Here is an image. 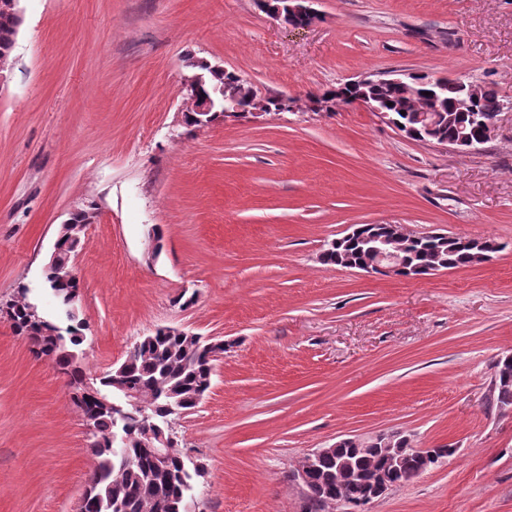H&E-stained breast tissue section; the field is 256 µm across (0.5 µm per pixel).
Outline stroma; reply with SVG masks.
I'll use <instances>...</instances> for the list:
<instances>
[{
	"instance_id": "stroma-1",
	"label": "stroma",
	"mask_w": 512,
	"mask_h": 512,
	"mask_svg": "<svg viewBox=\"0 0 512 512\" xmlns=\"http://www.w3.org/2000/svg\"><path fill=\"white\" fill-rule=\"evenodd\" d=\"M0 85V304L45 293L58 230L93 206L75 260L87 379L166 326L223 340L175 423L204 512H303L288 472L346 437L398 432L442 463L365 512H512V411L487 406L512 354V0H318L280 25L255 0H20ZM191 60L296 101L182 129ZM408 70L492 85V139L456 152L363 106L306 100ZM354 224L491 239L493 261L421 280L325 265ZM191 296L183 305L181 295ZM70 389L0 319V512H79L93 458Z\"/></svg>"
}]
</instances>
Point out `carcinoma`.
<instances>
[{
	"instance_id": "1",
	"label": "carcinoma",
	"mask_w": 512,
	"mask_h": 512,
	"mask_svg": "<svg viewBox=\"0 0 512 512\" xmlns=\"http://www.w3.org/2000/svg\"><path fill=\"white\" fill-rule=\"evenodd\" d=\"M20 22L11 14L0 10V55H11ZM423 78L432 80L428 88L435 91L437 104L445 116L438 124L437 132L443 137L456 134L458 128L467 123L457 117L448 124L446 112L464 94L461 84L446 77L425 74ZM222 85L226 95L241 94L248 87L240 83L237 74L226 76L218 73L209 78V86ZM425 89L414 90L411 85L394 84L382 86L373 91L386 105V111L403 125L412 124L413 114L431 106V99L424 95ZM504 108V102L497 91L489 84L481 85L478 109L493 113ZM474 249H469L453 235L440 241L431 237L403 240L399 242L400 253L411 268L423 269L434 257L446 263V268L464 267L471 262L472 254L500 250V246L490 239H473ZM366 246L362 239H346L336 247H328L320 256L323 264L336 266L339 259L347 258L360 263ZM46 282L54 298L70 309L68 318L74 322L68 335L59 333V328L43 315L34 318L29 312L26 300L14 298L9 301L13 327L17 334L27 338L34 353L65 370L69 384L76 388L85 385V378L78 366L77 347L82 344L80 331L82 322L71 311V299L79 293V281L73 277L67 281L46 277ZM220 350L224 346L216 347ZM208 342H192L182 336H173L156 330L137 341L122 362L124 382L140 393L141 405L129 407L122 418H112V412L97 410L94 400L77 403L82 415L95 414L93 430L88 436L87 449L95 460L86 482L81 512H184L187 484L194 476L187 472V457L179 450L169 449L164 468L155 466L147 452L131 444L125 448H114L112 434L118 430H134L143 422V415L157 418L167 413L171 396L182 399L181 410L187 412L196 408L211 386L216 349ZM497 381L490 393L488 406L495 409L512 408V365L499 367ZM394 471L396 485L409 482L420 474L419 460L411 453L397 454ZM367 471L383 469L388 460L380 448L357 451L351 447H340L320 457L315 472L306 488V499L312 504L310 512H318L317 505L332 496L343 503L347 512H360L366 505L367 489L358 480H350L345 475L348 465Z\"/></svg>"
}]
</instances>
